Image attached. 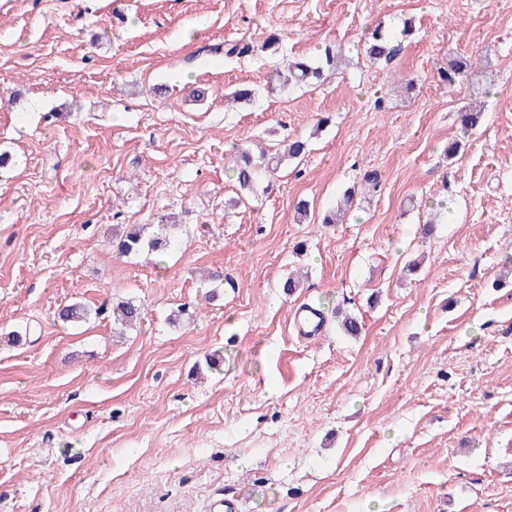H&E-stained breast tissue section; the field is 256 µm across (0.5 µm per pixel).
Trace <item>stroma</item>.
<instances>
[{
	"label": "stroma",
	"mask_w": 512,
	"mask_h": 512,
	"mask_svg": "<svg viewBox=\"0 0 512 512\" xmlns=\"http://www.w3.org/2000/svg\"><path fill=\"white\" fill-rule=\"evenodd\" d=\"M378 23L403 51L374 64ZM329 45L320 86L272 87ZM294 137L238 203L236 145ZM0 152V336L28 334L0 339V512H512V0H0ZM128 224L173 225L165 254L119 256ZM472 64L467 60H456L448 63V68H440L438 75L440 80L448 85L449 89L464 85L470 77ZM143 314L141 305L134 301H121L114 309L115 322L123 328L131 327L140 322ZM294 326L299 337L305 341H311L319 337L324 327V320L316 309L306 306L297 310Z\"/></svg>",
	"instance_id": "35a3bbf8"
}]
</instances>
